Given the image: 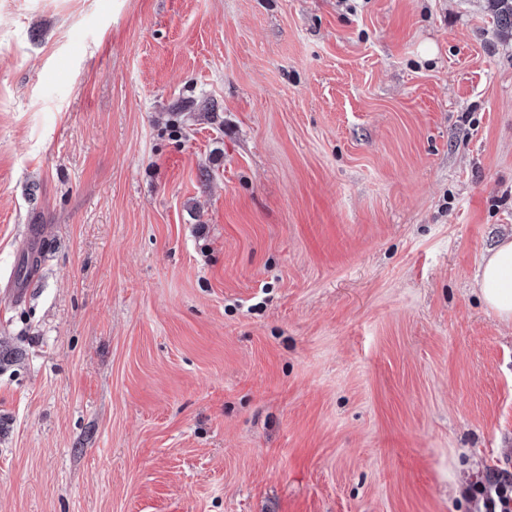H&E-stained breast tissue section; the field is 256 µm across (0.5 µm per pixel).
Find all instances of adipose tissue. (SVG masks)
<instances>
[{
	"label": "adipose tissue",
	"mask_w": 512,
	"mask_h": 512,
	"mask_svg": "<svg viewBox=\"0 0 512 512\" xmlns=\"http://www.w3.org/2000/svg\"><path fill=\"white\" fill-rule=\"evenodd\" d=\"M475 287L490 311L501 321L512 322V236L488 250L476 274Z\"/></svg>",
	"instance_id": "adipose-tissue-1"
}]
</instances>
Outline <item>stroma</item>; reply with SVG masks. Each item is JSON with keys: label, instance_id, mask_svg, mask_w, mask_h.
<instances>
[{"label": "stroma", "instance_id": "stroma-1", "mask_svg": "<svg viewBox=\"0 0 512 512\" xmlns=\"http://www.w3.org/2000/svg\"><path fill=\"white\" fill-rule=\"evenodd\" d=\"M507 232L487 0H0V512H477ZM475 287L501 321L512 322V235L490 248L479 266Z\"/></svg>", "mask_w": 512, "mask_h": 512}]
</instances>
